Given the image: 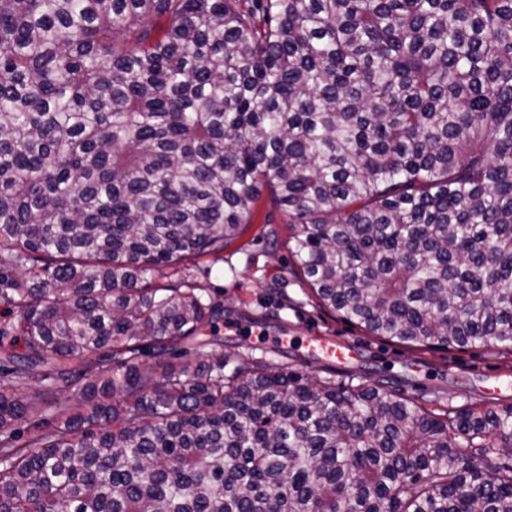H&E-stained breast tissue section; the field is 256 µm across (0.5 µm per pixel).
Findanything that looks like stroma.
Returning <instances> with one entry per match:
<instances>
[{"mask_svg": "<svg viewBox=\"0 0 512 512\" xmlns=\"http://www.w3.org/2000/svg\"><path fill=\"white\" fill-rule=\"evenodd\" d=\"M272 224H265V215ZM288 218L261 195L244 234L224 251L223 261L184 260L180 269H163L161 283H186L224 310V353L229 367L260 359L342 385L384 379L407 397L436 400L441 408L473 406L502 410L512 392L491 394L495 373L512 372V348L472 347L448 352L410 348L365 335L319 306L303 283L289 250ZM312 336H337L350 344L353 359L344 365L309 353Z\"/></svg>", "mask_w": 512, "mask_h": 512, "instance_id": "obj_1", "label": "stroma"}]
</instances>
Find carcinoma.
<instances>
[{"label": "carcinoma", "instance_id": "cac0c4a2", "mask_svg": "<svg viewBox=\"0 0 512 512\" xmlns=\"http://www.w3.org/2000/svg\"><path fill=\"white\" fill-rule=\"evenodd\" d=\"M264 190L323 308L511 347L512 0H0V512H512V407L227 373L155 283Z\"/></svg>", "mask_w": 512, "mask_h": 512}]
</instances>
